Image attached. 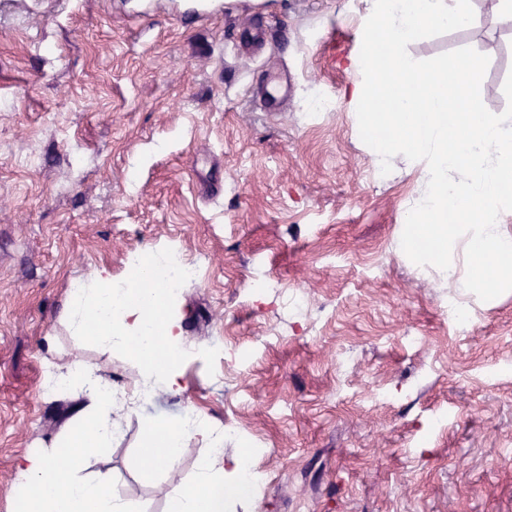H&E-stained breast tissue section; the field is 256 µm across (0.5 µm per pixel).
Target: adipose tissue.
Returning <instances> with one entry per match:
<instances>
[{
  "label": "adipose tissue",
  "instance_id": "obj_1",
  "mask_svg": "<svg viewBox=\"0 0 512 512\" xmlns=\"http://www.w3.org/2000/svg\"><path fill=\"white\" fill-rule=\"evenodd\" d=\"M170 261L167 253L153 254L141 267L130 269L125 287L112 282L106 268H91L79 282L70 301L71 325L77 336L93 337L106 350L123 349L155 388L171 391L178 384L176 356L183 348L178 321L168 315L158 272ZM55 384L80 386L89 403L80 409L83 421L72 446L56 458L36 452L22 455L17 468L21 476L18 498L23 512H129L128 505L109 492L110 476H81L75 462L84 454L110 447L131 416L130 410L114 402L112 385L98 376L80 356L57 370ZM202 438L219 442V430L205 424L188 427L179 422L153 423L146 427L142 448L145 474L174 461L187 442ZM41 486L37 499H30L31 486ZM169 504V512H224L226 484L224 465L202 462L193 488L157 486Z\"/></svg>",
  "mask_w": 512,
  "mask_h": 512
}]
</instances>
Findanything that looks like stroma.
Instances as JSON below:
<instances>
[{"label": "stroma", "mask_w": 512, "mask_h": 512, "mask_svg": "<svg viewBox=\"0 0 512 512\" xmlns=\"http://www.w3.org/2000/svg\"><path fill=\"white\" fill-rule=\"evenodd\" d=\"M187 2L0 0V512L19 510V457L54 454L86 403L42 396L46 363L78 353L116 389L142 381L72 334L71 282L92 266L123 281L132 254L172 246L201 270L172 306L182 391L133 408L85 475L167 512L156 484L195 486L210 450L192 439L144 475V427L191 405L239 426L225 462L265 449L263 495L227 512H512V291L461 295L401 248L425 164L397 155L382 174L344 95L367 0H223L208 20ZM471 2L469 27L408 53L487 55L481 97L500 113L512 21L487 28L496 0Z\"/></svg>", "instance_id": "1"}]
</instances>
